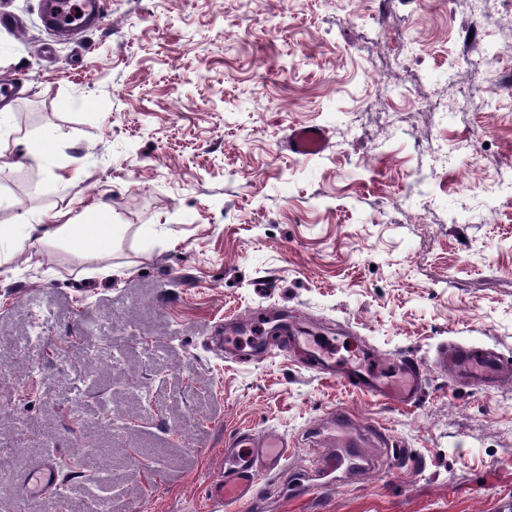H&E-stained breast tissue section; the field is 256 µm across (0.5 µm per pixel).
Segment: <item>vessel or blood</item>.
<instances>
[{
  "label": "vessel or blood",
  "instance_id": "b4317fda",
  "mask_svg": "<svg viewBox=\"0 0 512 512\" xmlns=\"http://www.w3.org/2000/svg\"><path fill=\"white\" fill-rule=\"evenodd\" d=\"M70 1L75 2L80 11L77 21L73 23L66 22L63 18L64 8ZM105 18L103 0H46L42 21L47 29L72 38L89 27L103 24ZM283 147L296 157H308L325 151L328 139L323 127H292L288 130ZM279 350L285 354L298 355L303 366L317 373L325 374L330 370L329 363L303 348L298 337H287L280 344ZM479 362L484 363L490 370H512V360L497 352L455 343L440 345L434 364L442 370L452 367L467 371ZM397 367L404 374L406 382L400 389L392 392L385 390L370 376L356 371L343 372L342 378L348 387L358 388L406 405L414 404L422 390L426 371L422 364L411 356L399 358ZM331 423L334 429L340 431L343 446L362 447L367 444L365 433L356 430L351 415L346 411H332ZM290 454L291 445L287 436L273 430L257 433L241 429L225 438L224 466L217 478L206 485V495L214 512H221L223 507L229 505L246 504L255 500L261 491L265 476L282 470ZM373 464V459L366 454L357 458L342 455L313 456L308 459L306 469L314 475H335L337 480L341 481L355 469H368ZM60 484L61 472L50 459L40 463L23 480L25 494L35 498L51 496Z\"/></svg>",
  "mask_w": 512,
  "mask_h": 512
}]
</instances>
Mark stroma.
<instances>
[{
    "label": "stroma",
    "mask_w": 512,
    "mask_h": 512,
    "mask_svg": "<svg viewBox=\"0 0 512 512\" xmlns=\"http://www.w3.org/2000/svg\"><path fill=\"white\" fill-rule=\"evenodd\" d=\"M45 0H0V250L21 217L106 208L112 245L32 243L0 274V512H209L202 489L236 429L293 454L267 512H512V380L442 373L453 341L512 355V43L455 65L467 0H104L107 22L58 41ZM319 125L329 148L281 149ZM48 139L41 160L27 145ZM453 158L435 175L426 151ZM301 323L338 361L414 406L279 353ZM269 344L229 359L213 337ZM407 461L296 497L333 408ZM75 463L52 503L37 461ZM397 367L405 375L406 382L396 391L385 390L375 379L357 371H345L342 373V378L349 388H358L376 396L412 405L419 398L426 371L422 364L412 356L399 358ZM61 484V472L53 460H45L23 479L24 492L29 497L47 498Z\"/></svg>",
    "instance_id": "35a3bbf8"
}]
</instances>
